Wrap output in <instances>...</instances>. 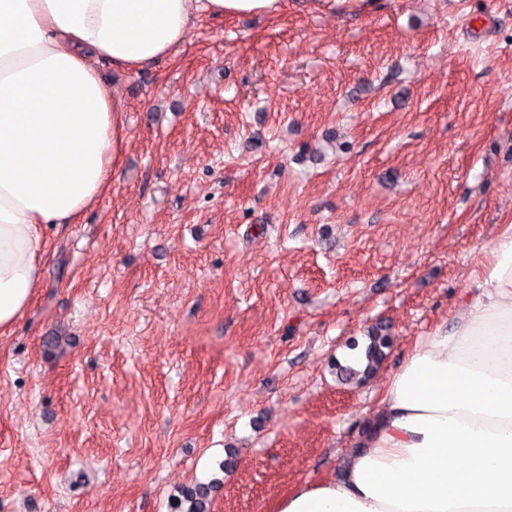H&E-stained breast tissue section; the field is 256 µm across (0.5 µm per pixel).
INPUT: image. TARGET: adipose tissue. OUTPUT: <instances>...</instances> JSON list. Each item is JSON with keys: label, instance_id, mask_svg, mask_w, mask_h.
Instances as JSON below:
<instances>
[{"label": "adipose tissue", "instance_id": "ef3b65f1", "mask_svg": "<svg viewBox=\"0 0 512 512\" xmlns=\"http://www.w3.org/2000/svg\"><path fill=\"white\" fill-rule=\"evenodd\" d=\"M278 0H0V331L29 307L43 228L109 191L123 110L91 64L176 53L200 14H270ZM451 327L414 344L340 479L274 512H512V224L472 271Z\"/></svg>", "mask_w": 512, "mask_h": 512}]
</instances>
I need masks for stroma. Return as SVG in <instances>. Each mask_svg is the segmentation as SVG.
<instances>
[{
	"mask_svg": "<svg viewBox=\"0 0 512 512\" xmlns=\"http://www.w3.org/2000/svg\"><path fill=\"white\" fill-rule=\"evenodd\" d=\"M94 66L124 153L0 334V512H175L200 483L274 512L339 474L512 224V0H280ZM379 323L387 358L340 382Z\"/></svg>",
	"mask_w": 512,
	"mask_h": 512,
	"instance_id": "obj_1",
	"label": "stroma"
}]
</instances>
